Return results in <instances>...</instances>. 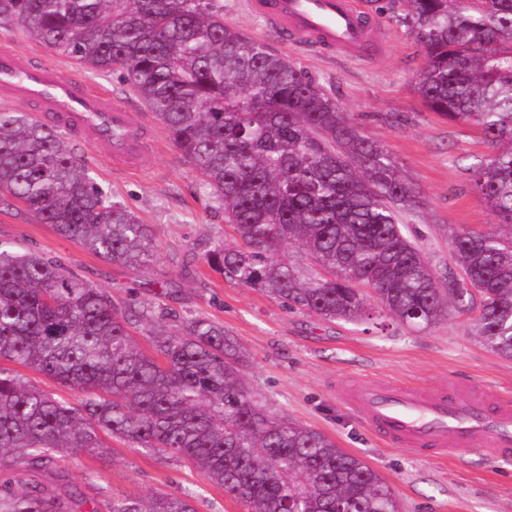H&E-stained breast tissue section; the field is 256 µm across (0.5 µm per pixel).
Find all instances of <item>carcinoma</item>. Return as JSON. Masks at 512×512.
I'll use <instances>...</instances> for the list:
<instances>
[{"label":"carcinoma","instance_id":"1","mask_svg":"<svg viewBox=\"0 0 512 512\" xmlns=\"http://www.w3.org/2000/svg\"><path fill=\"white\" fill-rule=\"evenodd\" d=\"M379 10L424 51L415 88L493 153L471 188L495 224L452 232L437 273L400 216L419 190L385 145L288 58L224 23L216 0H0L16 26L84 68L118 72L224 209L232 246L209 267L285 306L358 324L370 298L425 329L470 316L512 358V0H389ZM0 196L102 260L151 268L149 225L109 200L63 135L0 110ZM292 247L301 259L280 256ZM478 293H473V289ZM149 326V348L134 329ZM79 393L70 403L0 365V512H198L193 492L90 499L58 466L103 463L107 439L179 459L246 512H398L392 488L324 432L268 410L242 379L234 339L195 317L119 308L60 261L0 240V362Z\"/></svg>","mask_w":512,"mask_h":512}]
</instances>
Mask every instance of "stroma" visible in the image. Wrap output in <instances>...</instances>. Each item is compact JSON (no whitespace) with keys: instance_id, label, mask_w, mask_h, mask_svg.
<instances>
[{"instance_id":"stroma-1","label":"stroma","mask_w":512,"mask_h":512,"mask_svg":"<svg viewBox=\"0 0 512 512\" xmlns=\"http://www.w3.org/2000/svg\"><path fill=\"white\" fill-rule=\"evenodd\" d=\"M218 4L226 23L292 60L338 99L365 136L385 144L424 198L420 211L404 216L403 222L433 267L442 271L451 266L454 228L493 224L491 209L471 190L466 171L491 148L478 128L448 123L426 109L414 89L424 52L405 27L372 12L384 34V48L375 59L357 62L315 53L303 43L283 44L248 10L246 0ZM1 47L35 53L71 77L128 92L118 75L85 70L20 29L0 27ZM136 110L157 138V149L140 172L117 175L91 149L78 145L74 152L105 192L150 225L156 241V262L150 270L104 262L12 200H0V240L62 262L108 292L119 307L168 311L169 327L192 317L223 325L248 356L244 379L266 406L327 433L377 470L393 488L401 512H512V459L477 450L460 463L386 444L334 392L338 381L351 377L429 389L447 388L455 380L512 398V359L478 343L462 316H449L423 330L379 314L359 324L330 322L289 310L214 272L205 254L235 242L224 213L152 112L141 102ZM113 447L115 459L106 464L83 454L65 459L88 496L102 489L114 496L190 490L201 497L199 512H245L240 502L176 460L157 459L121 441Z\"/></svg>"}]
</instances>
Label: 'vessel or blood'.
<instances>
[{
	"mask_svg": "<svg viewBox=\"0 0 512 512\" xmlns=\"http://www.w3.org/2000/svg\"><path fill=\"white\" fill-rule=\"evenodd\" d=\"M248 7L287 39L316 51L368 59L382 46L366 20V0H248ZM0 101L26 105L119 172L137 169L155 149L150 127L138 121L128 99L9 49H0ZM336 395L390 444L432 448L440 456L488 445L512 455V403L489 392L463 385L427 392L359 380L341 384Z\"/></svg>",
	"mask_w": 512,
	"mask_h": 512,
	"instance_id": "vessel-or-blood-1",
	"label": "vessel or blood"
}]
</instances>
